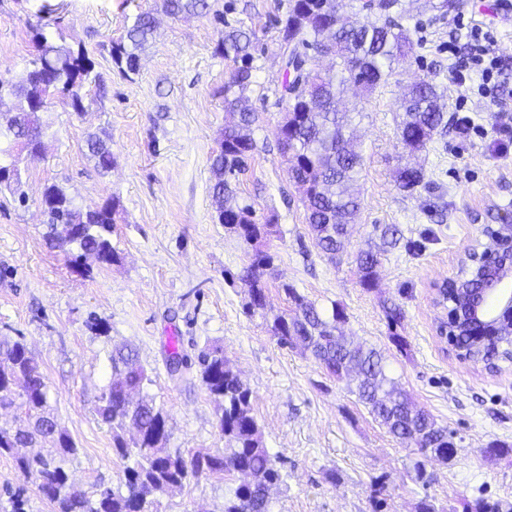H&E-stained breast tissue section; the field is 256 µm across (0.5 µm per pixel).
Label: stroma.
<instances>
[{"label":"stroma","mask_w":512,"mask_h":512,"mask_svg":"<svg viewBox=\"0 0 512 512\" xmlns=\"http://www.w3.org/2000/svg\"><path fill=\"white\" fill-rule=\"evenodd\" d=\"M210 13L171 17L160 0H0V76L20 73L35 53L30 20L72 50L87 49L102 79L89 88L83 112L54 105L37 113L44 130L39 154L25 156L19 204L0 193V337L22 340L47 384V409L73 439L66 458L74 492L97 485L121 489L125 460L98 408L112 381L113 350L134 349L148 380L143 392L162 408L170 451L191 456L224 450L221 403L201 380L199 356L220 346L249 388L251 414L281 480L271 512H462L464 502L500 503L512 512V364L492 371L458 360L436 335L442 315L435 283L454 276L483 225L512 215V11L498 0H460L448 16L424 0H402L400 19L413 49L388 82L357 101L363 167L356 188L361 210L336 261L316 247L300 191L289 181L277 147L288 110L276 24L288 0H209ZM55 5L41 14L43 4ZM155 11L157 37L141 54L138 74L123 76L110 56L133 18ZM489 22L503 53L493 97L479 94V75L465 88L448 78V47L465 50L471 25ZM252 35V79L246 105L259 112L255 149L234 184L268 236L249 246L220 224L212 204L209 158L226 124L224 87L235 66L218 53L226 27ZM436 85L448 125L426 149L409 155L399 138V101L408 85ZM467 100L456 113L458 97ZM469 116L463 130L460 116ZM110 140L113 164L101 172L87 153L88 134ZM420 164L425 183L398 189L400 167ZM57 183L79 206L115 203L116 262L75 267L68 243H48L42 209L46 185ZM399 230L395 245L382 233ZM269 251L267 307L248 313L240 274L253 248ZM370 248L379 258L374 287L361 283L356 262ZM289 284L324 312L343 309L339 328L354 343L382 351L386 373L416 405L455 432L448 461L425 458L399 443L352 393L300 348L271 331L289 312ZM404 312L395 332L384 307ZM188 365L170 373L168 355ZM239 476L189 478L154 496L151 512H224ZM0 512H55L35 478L0 456Z\"/></svg>","instance_id":"stroma-1"}]
</instances>
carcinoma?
<instances>
[{
	"instance_id": "cac0c4a2",
	"label": "carcinoma",
	"mask_w": 512,
	"mask_h": 512,
	"mask_svg": "<svg viewBox=\"0 0 512 512\" xmlns=\"http://www.w3.org/2000/svg\"><path fill=\"white\" fill-rule=\"evenodd\" d=\"M170 15L202 14L209 9L208 0H161ZM344 0H288V11L280 25L281 45L288 48L284 60L283 88L288 97V112L283 125L287 140L279 141L288 157V177L303 189L306 220L315 246L329 260L344 248L348 226L360 209L354 185L358 180L362 156L355 150V121L363 112L340 111L338 101L347 89L364 98L386 83L392 75L393 63L408 54L412 41L408 30L397 20L403 13L400 0H382L373 5L359 0V10L370 8L383 13L379 25H365L341 14ZM155 32L150 13L138 14L125 28L119 40L111 44V56L119 68L136 72L140 53ZM36 55L30 68L16 78H0V100L13 97L30 102L36 111L54 104L83 111L85 87L99 84L95 63L88 52H74L63 43L50 40L41 29L34 36ZM331 47L333 64L328 70L319 68L318 56L323 47ZM251 39L241 30L222 34L217 51L238 64L230 85L224 87V112L229 124L224 130L215 154L210 158L211 190L219 213L233 221L229 228L247 244H254L268 233L269 225L258 224L252 211L241 207L234 198L231 179L247 169L254 144L247 133L257 113L241 106L242 93L252 77ZM441 95L434 84L420 80L412 84L400 101L404 120L399 137L410 151H420L440 130L448 126V115L440 103ZM42 129L28 113L19 112L5 124L0 122V187L26 201L21 191V174L10 170L17 154L15 147L31 145L30 152L41 148ZM87 150L95 165L107 171L112 165L110 146L91 136ZM424 180L420 168L405 167L398 173L399 188L415 190ZM42 204L48 220L46 238L54 242L55 226L75 225L67 242L75 246L72 262L81 263L97 257L110 264L117 256L110 235L114 224L115 203L106 202L83 210L76 206L66 191L57 184L44 188ZM361 282L366 288L375 285L377 255L370 249L358 254ZM273 266V256L257 249L240 275L254 296L255 303L265 297L264 271ZM294 308L274 318L272 331L280 344L301 346L331 374L342 377L356 372L355 393L376 420L396 439L410 441L415 451L425 457L446 460L455 449L448 447V427L442 426L426 411L416 407L407 393L386 375L383 355L374 348L355 345L337 332V324L345 319L343 310L335 307L326 315L314 303L305 300L289 285H282ZM114 378L102 397L99 416L112 427L113 448L121 458L130 461L124 469V490L99 488L93 495L69 492V474L63 467L65 458L77 453L71 437L54 423L48 427L44 408L47 385L39 365L24 343L0 339V409L20 410L33 425L25 432L16 427L0 426V456L12 455L15 449L49 439L53 446L34 458L16 457L17 467L26 476L40 480L42 494L55 506V512H149L148 497L180 487L191 475H235L246 469L252 484L236 486L224 501V512H267L264 501L271 484L280 481L275 462L264 448L256 421L250 414L251 392L224 359V351L215 347L201 356V376L209 394L224 402L219 418L220 429L229 447L215 454L197 453L185 459L171 453L166 442L155 435L167 427L163 412L153 401L142 397L131 404L122 397V389L132 385L143 389L147 380L131 348L112 353ZM22 389V402L16 403V388ZM140 429L141 438L129 445L124 438L127 426Z\"/></svg>"
}]
</instances>
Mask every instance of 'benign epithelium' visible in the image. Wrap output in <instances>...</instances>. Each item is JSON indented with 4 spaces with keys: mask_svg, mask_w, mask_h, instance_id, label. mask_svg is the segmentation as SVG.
<instances>
[{
    "mask_svg": "<svg viewBox=\"0 0 512 512\" xmlns=\"http://www.w3.org/2000/svg\"><path fill=\"white\" fill-rule=\"evenodd\" d=\"M512 271V219L485 224L481 238L464 252L459 272L434 289L435 305L445 310L437 333L445 339L457 359L472 361L469 350L456 345V337L467 333L474 347L485 348L486 340L512 331V289L505 287Z\"/></svg>",
    "mask_w": 512,
    "mask_h": 512,
    "instance_id": "obj_1",
    "label": "benign epithelium"
}]
</instances>
